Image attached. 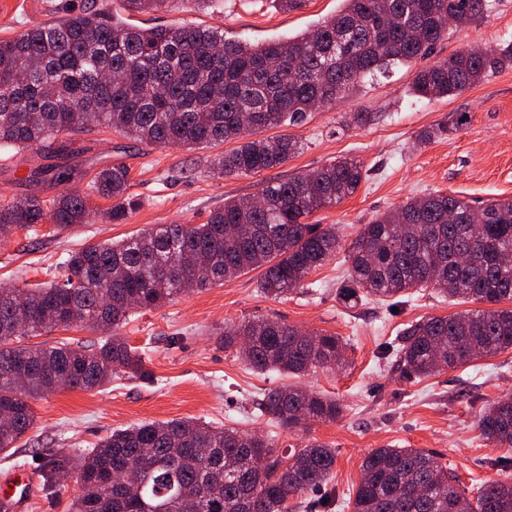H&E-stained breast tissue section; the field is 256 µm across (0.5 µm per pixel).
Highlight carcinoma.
<instances>
[{
  "label": "carcinoma",
  "instance_id": "cac0c4a2",
  "mask_svg": "<svg viewBox=\"0 0 512 512\" xmlns=\"http://www.w3.org/2000/svg\"><path fill=\"white\" fill-rule=\"evenodd\" d=\"M168 0H122L128 15ZM312 30L261 45L224 39L218 28H135L107 10L85 8L53 25L0 39V147L30 150L35 182H66L73 167L63 133L112 128L145 145L188 149L237 143L210 156L212 175L256 174L301 149L288 135L255 134L325 109L368 76L428 56L448 33L485 16L488 0H342ZM512 68V42L469 46L418 71L412 93L448 98L490 73ZM458 118L421 130L420 145L444 139ZM363 180L355 159L336 158L285 181L267 183L259 202L229 199L207 223L162 224L140 235L90 244L69 255L65 279L35 288H0V451L34 424L31 401L59 388L91 391L123 373L145 379V357L118 330L134 310L261 270L259 288L278 297L339 248L335 225L312 215L352 196ZM93 187L113 205L103 217L120 224L140 206L128 193L124 165L97 170ZM90 201L70 190L45 201L35 194L0 205V239L49 223L85 224ZM209 259V274L193 262ZM342 296L354 303L432 288L485 309L435 316L408 328L394 350L396 370L426 377L512 349V198L481 206L444 192L412 198L363 225L350 246ZM87 326L112 331L92 347L30 345L24 339ZM245 338L243 360L258 372L296 376L340 369L347 343L268 318L224 328V347ZM258 410L298 430L336 421L334 398L297 386L264 395ZM476 427L488 444L512 449V399L490 404ZM143 458L140 485L115 479ZM336 449L321 443L277 449L257 432L216 428L194 419L114 430L81 458L51 456L41 472L55 494L60 472H78L73 512H288V500L327 483ZM353 512H512V481L477 484L469 498L457 476L418 448H376L361 463Z\"/></svg>",
  "mask_w": 512,
  "mask_h": 512
}]
</instances>
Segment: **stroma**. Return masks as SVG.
I'll return each mask as SVG.
<instances>
[{
  "label": "stroma",
  "instance_id": "35a3bbf8",
  "mask_svg": "<svg viewBox=\"0 0 512 512\" xmlns=\"http://www.w3.org/2000/svg\"><path fill=\"white\" fill-rule=\"evenodd\" d=\"M97 3L121 13L120 0H0V38H12L36 24H49L69 11ZM485 17L453 27L425 58L432 65L471 45L512 41V0H489ZM341 0H306L302 9L279 13L267 0H220L217 11L197 9L191 0H169L158 11L132 16L133 24L222 27L228 39L261 44L292 36L333 15ZM415 67L360 83L357 91L330 108L279 127L300 141L301 151L283 165L257 174L214 176L204 149L146 146L117 132L94 128L65 134L81 174L62 186L29 181L25 155L0 152V202L34 193L49 200L63 189L87 195L95 209L111 200L93 194L91 174L122 163L131 170L130 194L141 206L125 223L97 217L92 223L54 232H18L0 243V288L54 280L70 252L88 244L120 240L156 224H203L230 198L256 196L262 183L285 180L337 157L357 159L365 171L356 193L321 209L311 221L336 225L340 247L314 270L310 287L274 298L261 293L251 271L198 292L173 297L161 307L133 312L119 333L147 357L151 379L127 375L93 391L62 389L32 403L35 425L15 448L0 452V480L24 470L31 496L23 512H72L76 479L53 497L38 474L50 454H80L115 429L140 423L193 417L216 427L275 435L284 448L325 443L336 450V466L323 491L307 493L291 512H351L346 503L360 480L364 456L375 448H422L453 468L461 488L512 475L506 449L487 445L476 427L494 400L512 396V350L470 366L424 378H405L392 366V346L404 328L434 316L474 310L433 291H411L398 304L366 301L349 306L339 287L349 266L348 251L363 224L413 197L440 190L480 203L512 198V69L485 77L462 93L426 99L411 91ZM356 112L372 113L356 126ZM464 115L448 138L416 145V134L444 119ZM255 317L283 321L310 332L341 337L349 344L348 365L293 376L252 370L236 349L225 347V325ZM300 386L336 398L343 407L333 423H314L290 432L260 415L256 402L270 389ZM332 506H323L326 492Z\"/></svg>",
  "mask_w": 512,
  "mask_h": 512
}]
</instances>
